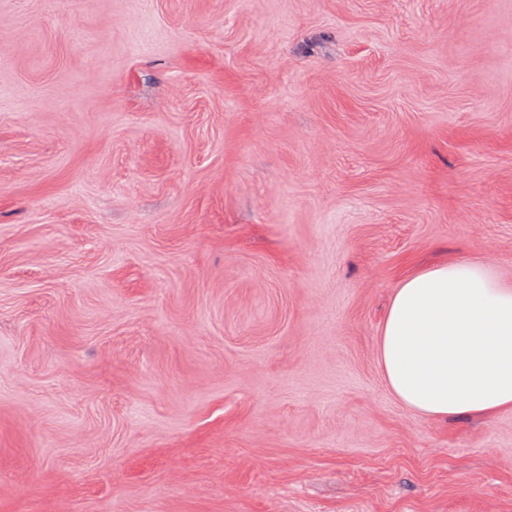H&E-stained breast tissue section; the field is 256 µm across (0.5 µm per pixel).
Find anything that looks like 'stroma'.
<instances>
[{"mask_svg": "<svg viewBox=\"0 0 512 512\" xmlns=\"http://www.w3.org/2000/svg\"><path fill=\"white\" fill-rule=\"evenodd\" d=\"M455 258L512 280V0H0V512H512V409L380 370Z\"/></svg>", "mask_w": 512, "mask_h": 512, "instance_id": "obj_1", "label": "stroma"}]
</instances>
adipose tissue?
<instances>
[{
    "instance_id": "obj_1",
    "label": "adipose tissue",
    "mask_w": 512,
    "mask_h": 512,
    "mask_svg": "<svg viewBox=\"0 0 512 512\" xmlns=\"http://www.w3.org/2000/svg\"><path fill=\"white\" fill-rule=\"evenodd\" d=\"M378 360L391 393L419 415L512 409V281L468 259L408 275L391 297Z\"/></svg>"
}]
</instances>
